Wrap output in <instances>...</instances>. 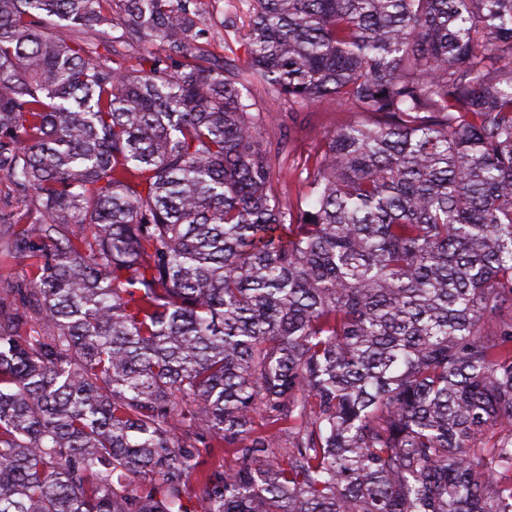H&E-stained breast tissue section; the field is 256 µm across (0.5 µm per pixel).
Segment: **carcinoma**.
<instances>
[{"label":"carcinoma","mask_w":512,"mask_h":512,"mask_svg":"<svg viewBox=\"0 0 512 512\" xmlns=\"http://www.w3.org/2000/svg\"><path fill=\"white\" fill-rule=\"evenodd\" d=\"M215 2L0 0V512H512V0ZM214 20L218 25L219 34L211 39L210 50L218 57H230L235 58L239 62H243L245 59L244 46L241 43V39L238 34L224 32L220 26V22L223 20L222 11L217 14L214 13ZM253 92L265 118L263 134L279 151L273 163L274 183L287 204L305 208L303 180L308 169L325 137L348 119L349 112L336 111V107L288 112V103L267 93L261 85Z\"/></svg>","instance_id":"obj_1"}]
</instances>
